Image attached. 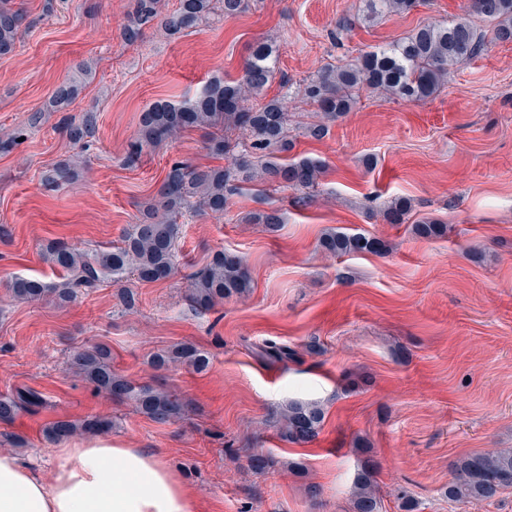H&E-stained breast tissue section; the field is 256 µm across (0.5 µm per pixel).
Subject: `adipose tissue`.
Returning a JSON list of instances; mask_svg holds the SVG:
<instances>
[{
  "instance_id": "adipose-tissue-1",
  "label": "adipose tissue",
  "mask_w": 512,
  "mask_h": 512,
  "mask_svg": "<svg viewBox=\"0 0 512 512\" xmlns=\"http://www.w3.org/2000/svg\"><path fill=\"white\" fill-rule=\"evenodd\" d=\"M50 475L0 453V512H192L191 495L157 454L105 440L60 449Z\"/></svg>"
}]
</instances>
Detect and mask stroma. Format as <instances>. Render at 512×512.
I'll use <instances>...</instances> for the list:
<instances>
[{
    "label": "stroma",
    "instance_id": "stroma-1",
    "mask_svg": "<svg viewBox=\"0 0 512 512\" xmlns=\"http://www.w3.org/2000/svg\"><path fill=\"white\" fill-rule=\"evenodd\" d=\"M30 26L15 50L0 56V134L41 113L25 140L0 151V397L20 388L42 393L46 407L0 423V452L54 459L72 439L54 441L60 419L105 417L106 437L162 454L193 497V512H351L362 449L376 462L383 512H512V489L477 506L454 505L444 491L462 456L512 448V43L487 41L433 96L404 102L361 93L353 110L330 123L319 141L305 134L320 112L298 93L330 65L406 36L417 25L462 15L467 0H424L413 11L363 21L365 0H251L245 13L211 16L196 31L169 38L154 29L128 44L119 31L131 0H15ZM271 41L275 71L263 96L286 97L291 157L325 165L315 189L245 184L223 216L186 218L180 247L197 265L218 250L243 256L249 291L197 313L185 270L135 283L128 310L103 284L65 305L15 298L16 277L57 282L40 257L63 239L81 250L118 242L156 195L172 160L232 166L211 156L202 131L144 150L127 165L140 112L180 103L216 77H241L251 45ZM83 79L69 108L97 110L88 150L59 134L50 107L57 85ZM80 155L76 180L43 184L59 160ZM407 199L405 223L383 218ZM278 210V231L248 223L250 213ZM433 219L445 236L414 226ZM366 233L387 242L385 255L334 257L320 247L328 232ZM317 339L320 350L306 345ZM273 340L295 356L258 357ZM95 342L112 348L113 366L132 383L160 384L187 404L184 417L158 424L133 403L118 402L74 377L67 359ZM192 343L210 355L197 373L155 370L157 351ZM316 402L326 412L316 444L280 440L288 401ZM24 441L14 448L12 438ZM252 454L273 455L276 469L257 472ZM321 489L307 495L309 484Z\"/></svg>",
    "mask_w": 512,
    "mask_h": 512
}]
</instances>
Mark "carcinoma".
I'll return each instance as SVG.
<instances>
[{
	"label": "carcinoma",
	"mask_w": 512,
	"mask_h": 512,
	"mask_svg": "<svg viewBox=\"0 0 512 512\" xmlns=\"http://www.w3.org/2000/svg\"><path fill=\"white\" fill-rule=\"evenodd\" d=\"M419 0H367L365 20L372 22L391 14H404L416 8ZM249 8V0H179L171 12H164L161 0H132L127 20L120 29L121 39L129 44L140 40L148 27H158L168 37H179L197 29L219 12L234 18ZM481 19L491 28L492 40L512 42V0H470L466 14L443 24H420L408 35L364 53L356 62L328 67L306 80L299 93L322 112V120L306 126V135L322 139L328 130L326 122L345 116L364 90L381 91L405 101H422L435 94L454 68L476 58L485 45L486 34L477 26ZM26 14L15 7L14 0H0V56L12 53L26 29ZM274 50L265 41L252 45L240 80L216 79L190 101L173 104L162 101L141 113L138 135L128 145L126 159L133 162L146 148L167 146L180 135L193 129L206 130L205 149L212 155L239 154L231 168L191 165L174 160L167 168L154 202L140 210L137 222L126 230L122 244L95 252H81L67 242L56 239L41 249L43 260L60 273L61 281L48 284L39 279L16 278L10 283L13 295L26 301L50 300L63 305L87 294L106 282L122 286L120 300L135 307L137 293L126 282L134 276L142 282H156L168 277L177 265L179 219L197 211L224 215L229 195L236 190L233 182L261 181L298 190L319 185L322 166L299 159L280 163L275 153L290 148L288 112L283 99H270L252 104L273 74ZM79 84L64 81L55 89L52 103L62 113L57 129L72 143L87 145L96 133L95 112L88 110L77 117L66 113L79 94ZM40 116L32 115L28 125L0 138V149L9 150L26 132L37 127ZM244 132L242 140L230 138L229 132ZM79 158L59 161L44 176L46 185L60 188L78 176ZM408 214L403 200H394L383 211L389 224H401ZM255 224H263L275 232L281 224L276 210L259 211L251 216ZM418 234L441 237L448 231L445 224L425 220L416 225ZM321 247L332 255H383L388 244L363 234L329 232ZM248 267L239 255L215 252L209 261L190 275L188 300L197 310L208 311L233 295L250 288ZM260 355L268 359H291L295 351L285 345L269 342ZM156 369L182 364L201 373L209 367L208 353L194 344L182 343L153 355ZM68 368L82 380L118 401L131 400L147 418L168 423L183 416L186 403L177 393L160 385H135L112 367V348L105 343L76 350ZM45 404L41 393L19 390L12 396L0 397V422L10 423L24 411ZM324 408L318 403L291 402L285 408V425L280 432L283 441L300 446L314 444L323 429ZM104 420L95 418L74 422L57 420L48 429L54 440L69 438L79 432L95 431ZM353 512H379L376 464L368 458L355 480ZM512 488V451L499 450L466 455L454 467L445 497L450 503L479 505L496 499Z\"/></svg>",
	"instance_id": "cac0c4a2"
}]
</instances>
